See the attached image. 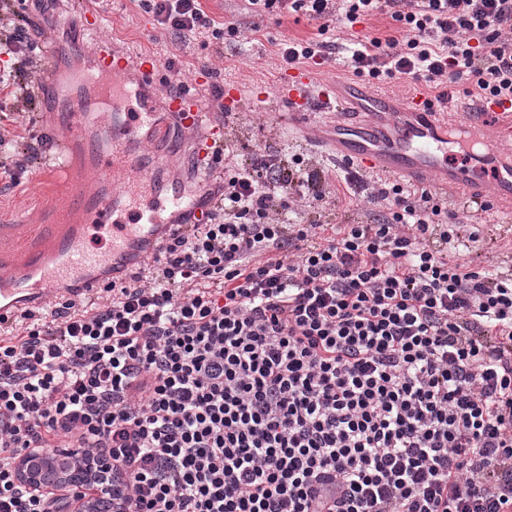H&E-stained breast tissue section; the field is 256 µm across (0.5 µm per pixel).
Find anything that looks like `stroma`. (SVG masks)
Here are the masks:
<instances>
[{"mask_svg":"<svg viewBox=\"0 0 512 512\" xmlns=\"http://www.w3.org/2000/svg\"><path fill=\"white\" fill-rule=\"evenodd\" d=\"M202 4L217 18L233 16L240 23V35L225 37L223 55H216L213 42L204 37L192 41L185 49H176L175 35H155L151 15L136 0H104L100 35L131 53L149 55L162 63L178 57L184 77H191L196 66L205 62L217 69L219 77L237 81L242 104L223 128V141L229 150L227 164L241 163L253 153L268 151L281 166L289 168L299 160L307 169L324 171L336 190L335 204L302 208L297 223H371L374 212L365 207L364 197L368 186L377 181V174L347 168L323 149L309 145L297 124L289 122L288 108L278 95V77L287 68L280 54L281 44L317 37L318 21L300 13L288 17L268 15L258 21L245 14L240 0H202ZM396 33V23L385 12L355 24H332L329 36L335 39L338 49L334 60L321 65L318 83L329 87L336 81L354 78L353 69L344 61L350 43L384 39ZM159 120L165 133L154 138L155 148L162 151L168 141L177 142L181 152L171 160L175 173L187 192H201V171L195 164L201 131H178L171 113L165 110ZM49 165L48 155L43 154L31 170L20 174L18 185H11L9 177L0 178V225L44 223L46 216L38 206L39 201L47 196L65 197L80 178L75 171L46 177ZM469 228L476 231L477 240L459 251L449 252V260L468 259L503 274L512 273V214L495 209L478 211Z\"/></svg>","mask_w":512,"mask_h":512,"instance_id":"35a3bbf8","label":"stroma"}]
</instances>
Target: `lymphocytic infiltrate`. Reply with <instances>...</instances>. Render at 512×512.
Wrapping results in <instances>:
<instances>
[{"label":"lymphocytic infiltrate","instance_id":"obj_1","mask_svg":"<svg viewBox=\"0 0 512 512\" xmlns=\"http://www.w3.org/2000/svg\"><path fill=\"white\" fill-rule=\"evenodd\" d=\"M54 0H0V91L36 107ZM161 30L223 45L201 0H139ZM333 19L389 11L402 38L357 42L356 74L512 100V0H244ZM266 153L208 190L148 275L0 336V512H61L21 491L26 448L112 461L125 512H512V276L449 261L432 192L380 181L369 224H292L331 199Z\"/></svg>","mask_w":512,"mask_h":512}]
</instances>
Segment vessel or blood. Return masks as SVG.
I'll return each instance as SVG.
<instances>
[{
	"instance_id": "1",
	"label": "vessel or blood",
	"mask_w": 512,
	"mask_h": 512,
	"mask_svg": "<svg viewBox=\"0 0 512 512\" xmlns=\"http://www.w3.org/2000/svg\"><path fill=\"white\" fill-rule=\"evenodd\" d=\"M102 24L97 9L86 10L84 29L95 41L79 40L69 48L74 55L94 50L78 78L89 93L68 101L56 130L52 167L65 172L75 154H83L98 189L89 193L76 186L73 204L83 215L76 229L56 221L22 239L26 259L6 272L1 320L39 314L54 295L65 304L93 299L101 286L96 270L119 266L128 272L149 266L173 230L164 223V213L200 209L198 198L162 177L168 157L149 154L141 137L142 131L158 126L156 113L142 103V88L157 84L160 63L140 57L138 83L126 81L129 61L115 53L111 41L97 38ZM313 82L310 72L296 68L279 82L280 98L311 140L328 143L361 168L415 185L431 179L471 201L490 200L512 209V113L504 105H488V112L502 121L478 136L457 121L448 104L431 103L417 90L403 101L344 81L332 97L325 91L312 94ZM168 107L184 114L188 124L206 123L205 107L194 95L170 97ZM456 140L469 147L459 165L451 163L448 153ZM97 240L105 242V250L94 248Z\"/></svg>"
}]
</instances>
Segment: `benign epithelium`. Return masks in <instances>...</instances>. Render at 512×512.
Returning a JSON list of instances; mask_svg holds the SVG:
<instances>
[{
  "instance_id": "1",
  "label": "benign epithelium",
  "mask_w": 512,
  "mask_h": 512,
  "mask_svg": "<svg viewBox=\"0 0 512 512\" xmlns=\"http://www.w3.org/2000/svg\"><path fill=\"white\" fill-rule=\"evenodd\" d=\"M15 483L38 495L53 491L68 500V512H112V460L88 461L70 448L64 457L39 448L23 450L12 462Z\"/></svg>"
}]
</instances>
